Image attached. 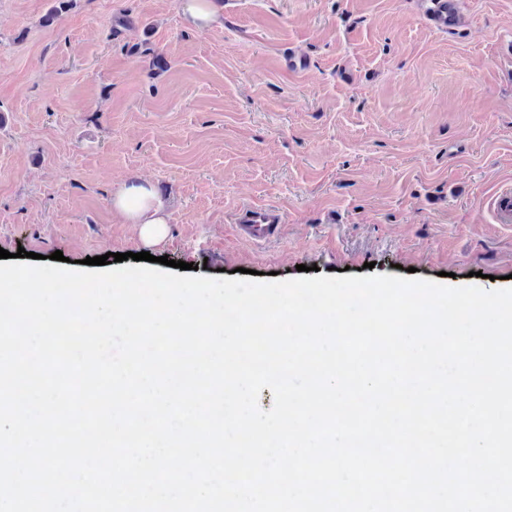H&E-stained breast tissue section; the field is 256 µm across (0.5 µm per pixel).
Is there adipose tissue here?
<instances>
[{
    "label": "adipose tissue",
    "instance_id": "1",
    "mask_svg": "<svg viewBox=\"0 0 512 512\" xmlns=\"http://www.w3.org/2000/svg\"><path fill=\"white\" fill-rule=\"evenodd\" d=\"M112 207L128 223L139 225L147 240L160 237L169 219L164 201L147 182L122 184L112 195Z\"/></svg>",
    "mask_w": 512,
    "mask_h": 512
}]
</instances>
